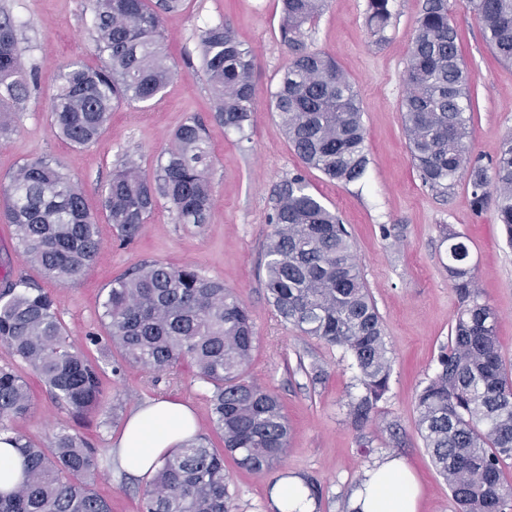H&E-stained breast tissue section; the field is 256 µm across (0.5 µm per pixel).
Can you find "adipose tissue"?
<instances>
[{"mask_svg": "<svg viewBox=\"0 0 512 512\" xmlns=\"http://www.w3.org/2000/svg\"><path fill=\"white\" fill-rule=\"evenodd\" d=\"M197 424L192 409L177 400H155L134 408L116 442L120 469L152 477L161 459L191 437ZM419 491L412 474L395 457L377 462L355 491L353 512H418Z\"/></svg>", "mask_w": 512, "mask_h": 512, "instance_id": "adipose-tissue-1", "label": "adipose tissue"}]
</instances>
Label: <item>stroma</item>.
Masks as SVG:
<instances>
[{"mask_svg": "<svg viewBox=\"0 0 512 512\" xmlns=\"http://www.w3.org/2000/svg\"><path fill=\"white\" fill-rule=\"evenodd\" d=\"M422 2L392 0V23L381 42L366 26L367 0H328L324 12L306 27L307 46L336 60L363 105L369 162L361 179L344 184L303 167L269 106L270 93L290 57L280 41L279 0H184L183 7L165 19V46L174 77L153 101L115 109L105 132L84 148L56 134L50 113L62 65L99 63L88 0H0V13H8L15 23L21 59L37 79L36 88L12 109L15 132L0 143V181L33 156L53 157L81 183L103 241L88 273L62 284L26 260L13 226L0 217V273L11 272L53 295L71 340L98 362L104 408L115 413L109 422L98 416L73 418L50 398L25 363L0 346V366H12L25 376L35 401L32 413L13 427L45 448L63 427L84 436L96 448L102 471L94 488L110 502L112 512H138L146 487L142 479L119 471L110 458L134 406L155 398L185 402L195 413L198 434L210 447L223 446L211 423L210 393L196 379L194 368L184 365L174 375L157 377L121 364L117 351L100 352L88 340L89 334L102 331L101 302L112 280L154 260L193 267L233 289L257 329L247 374L278 396L288 418V453L273 470L256 475L227 464L236 492L232 512H273L270 490L289 475L317 482L321 496L314 512H351L353 491L388 455L399 457L415 476L421 491L418 512H456L415 427L417 395L434 375L440 351L450 343L458 306L448 279L446 236L454 231L465 238L476 285L497 314V342L508 365L512 243L497 220V194H489L482 211H474L466 178L440 196L423 185L412 160L401 101ZM448 14L478 98L469 127L470 150L487 165L502 140L512 135V63L500 61L487 47L468 0H448ZM218 23L232 28L256 57V103L246 140L216 119L217 101L202 69L199 35ZM192 117L205 124L212 154L213 199L207 224L177 223L162 200L139 237L122 241L101 206L113 168L131 155L147 174H154L174 131ZM296 172L303 173L312 191L345 224L385 325L392 362L389 391L373 421L360 431L349 418V398L362 391L351 359L341 348L284 322L264 285L273 191Z\"/></svg>", "mask_w": 512, "mask_h": 512, "instance_id": "35a3bbf8", "label": "stroma"}]
</instances>
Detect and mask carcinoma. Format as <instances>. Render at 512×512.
<instances>
[{"instance_id":"1","label":"carcinoma","mask_w":512,"mask_h":512,"mask_svg":"<svg viewBox=\"0 0 512 512\" xmlns=\"http://www.w3.org/2000/svg\"><path fill=\"white\" fill-rule=\"evenodd\" d=\"M97 67L66 64L53 98L56 132L76 146H89L123 103L154 100L172 77L164 44V15L182 0H91ZM326 0H281V41L292 57L270 93L288 140L301 162L331 180L359 179L367 164L362 105L336 62L309 51L303 28ZM488 47L512 62V0H472ZM392 17L390 0H368L366 22L383 40ZM204 72L224 128L246 137L254 111L253 52L230 27L202 31ZM408 93L401 102L408 147L420 178L447 194L466 176L474 211L490 190L498 194L497 219L512 243V135L492 168L471 157L467 129L478 100L471 93L448 15V0H424L404 72ZM34 74L24 72L16 26L0 19V140L15 126L12 107L29 94ZM205 129L185 121L160 157L154 180L132 158L112 172L102 207L122 240L136 239L159 199L182 224L207 223L212 185ZM0 212L14 224L19 248L48 278L79 279L102 247L80 184L45 155L26 160L0 185ZM273 230L265 245L269 302L303 335L349 354L364 392L349 402L361 430L378 412L389 389L382 317L355 260L354 244L336 213L302 174L286 177L274 190ZM448 275L458 310L448 352L417 396L415 425L431 461L448 483L458 512H505L512 485L502 465L512 459V375L506 373L495 336L496 314L482 300L461 235L448 233ZM105 335L90 343L118 349L123 361L154 374L188 361L210 390L211 422L224 452L193 437L161 464L144 490L140 512H230L233 494L224 454L254 474H264L287 453L289 427L279 398L247 375L257 331L247 308L224 282L191 267L152 261L114 279L102 302ZM0 345L43 381L51 397L73 417L103 412L99 367L68 342L51 295L23 279L0 277ZM34 399L27 381L0 367V433L28 416ZM26 459L25 478L0 493V512H110L93 485L98 457L81 436L57 433L49 448L17 438Z\"/></svg>"}]
</instances>
